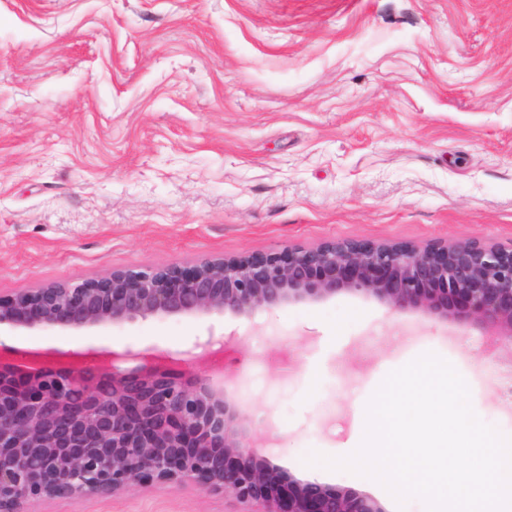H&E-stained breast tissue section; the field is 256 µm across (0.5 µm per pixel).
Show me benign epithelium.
<instances>
[{
    "mask_svg": "<svg viewBox=\"0 0 512 512\" xmlns=\"http://www.w3.org/2000/svg\"><path fill=\"white\" fill-rule=\"evenodd\" d=\"M372 296L393 313L477 324L512 346V248L477 241L403 246L342 240L186 267L116 270L0 295V326L91 329L148 318L232 314ZM198 352L88 347L63 359L0 344V512L25 500L114 495L145 484L222 490L248 512H385L377 500L283 473L259 450L236 392L182 368ZM135 361L132 369L121 363Z\"/></svg>",
    "mask_w": 512,
    "mask_h": 512,
    "instance_id": "7a95c632",
    "label": "benign epithelium"
}]
</instances>
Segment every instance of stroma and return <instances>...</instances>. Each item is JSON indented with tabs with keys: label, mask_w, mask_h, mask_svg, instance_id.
Listing matches in <instances>:
<instances>
[{
	"label": "stroma",
	"mask_w": 512,
	"mask_h": 512,
	"mask_svg": "<svg viewBox=\"0 0 512 512\" xmlns=\"http://www.w3.org/2000/svg\"><path fill=\"white\" fill-rule=\"evenodd\" d=\"M333 239L512 247V0H0V293ZM297 478L424 512L339 456L387 374L432 351L512 433V350L377 299L63 331L19 350L183 352L208 335ZM191 485L22 512H239Z\"/></svg>",
	"instance_id": "obj_1"
}]
</instances>
